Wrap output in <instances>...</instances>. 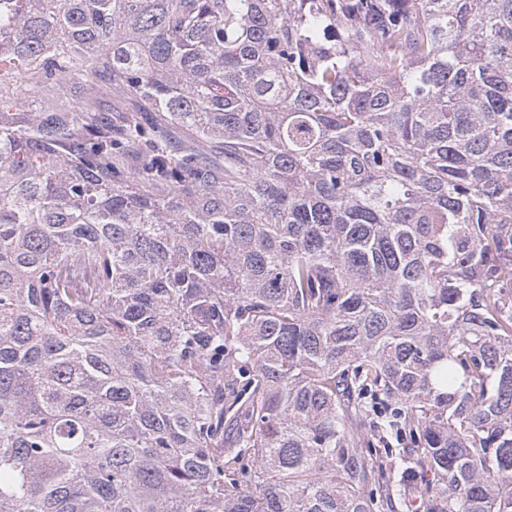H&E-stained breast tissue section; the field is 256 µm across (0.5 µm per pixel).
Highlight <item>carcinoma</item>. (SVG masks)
<instances>
[{
    "instance_id": "carcinoma-1",
    "label": "carcinoma",
    "mask_w": 512,
    "mask_h": 512,
    "mask_svg": "<svg viewBox=\"0 0 512 512\" xmlns=\"http://www.w3.org/2000/svg\"><path fill=\"white\" fill-rule=\"evenodd\" d=\"M419 504L512 512V0H0V512Z\"/></svg>"
}]
</instances>
